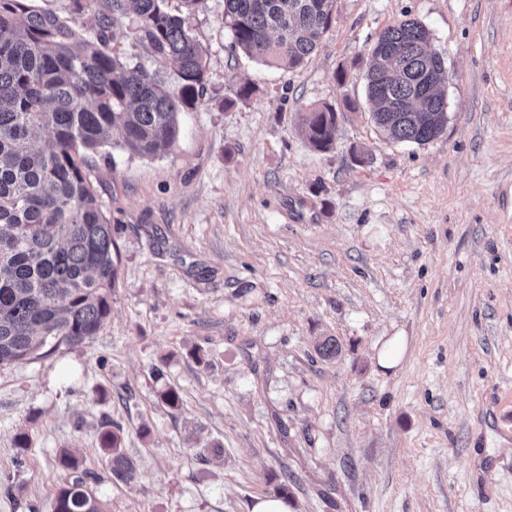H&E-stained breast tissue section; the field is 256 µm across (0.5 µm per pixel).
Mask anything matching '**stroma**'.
<instances>
[{
  "label": "stroma",
  "mask_w": 512,
  "mask_h": 512,
  "mask_svg": "<svg viewBox=\"0 0 512 512\" xmlns=\"http://www.w3.org/2000/svg\"><path fill=\"white\" fill-rule=\"evenodd\" d=\"M223 18L186 16L207 84L174 145L92 155L120 226L112 313L0 367V512H51L65 450L108 512H250L283 481L292 512H512V0H336L295 69L233 49ZM406 19L448 69L423 145L381 133L361 80ZM324 103L326 152L299 121ZM116 425L128 481L102 449Z\"/></svg>",
  "instance_id": "stroma-1"
}]
</instances>
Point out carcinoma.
Segmentation results:
<instances>
[{
	"mask_svg": "<svg viewBox=\"0 0 512 512\" xmlns=\"http://www.w3.org/2000/svg\"><path fill=\"white\" fill-rule=\"evenodd\" d=\"M336 0H224L233 48L271 66L312 61L329 31ZM91 15L83 33L29 0H0V367L77 346L96 336L112 311L119 227L90 180L89 153L113 141L149 157L178 138L181 113L202 103L205 49L168 0H69ZM129 25L157 68L131 63L109 46ZM429 32L405 20L384 30L362 79L377 127L395 142L425 144L444 132V59ZM176 67L173 84L161 78ZM310 145L330 149L336 109L302 113ZM120 430L102 436L113 477L131 479L135 462ZM55 512H106L77 475L58 491Z\"/></svg>",
	"mask_w": 512,
	"mask_h": 512,
	"instance_id": "carcinoma-1",
	"label": "carcinoma"
}]
</instances>
